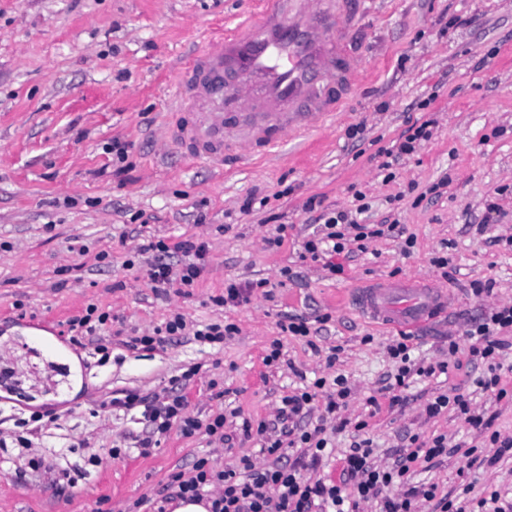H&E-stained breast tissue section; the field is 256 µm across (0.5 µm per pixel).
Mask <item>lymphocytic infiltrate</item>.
Masks as SVG:
<instances>
[{
	"instance_id": "lymphocytic-infiltrate-1",
	"label": "lymphocytic infiltrate",
	"mask_w": 512,
	"mask_h": 512,
	"mask_svg": "<svg viewBox=\"0 0 512 512\" xmlns=\"http://www.w3.org/2000/svg\"><path fill=\"white\" fill-rule=\"evenodd\" d=\"M319 232L304 241V256L312 261H323L329 273H343L336 264V255L348 251L350 246L365 250L369 239L384 236L385 231L359 223L352 212L330 211L323 213ZM141 253L150 254L148 277L155 289L189 288L200 277L208 246L206 242L187 238L173 243L162 240L142 245ZM188 256V263L174 267L169 257L173 254ZM512 330V306L498 308L474 322L467 330L469 351L482 360L487 372L480 380L481 386L490 389L499 385L502 368L496 352L502 344L501 332ZM193 371L184 372L174 379L171 387L143 395L127 392L112 398L111 405L119 410H140L147 434L137 439L141 456H150L158 445L159 437L171 429H178L182 436L192 437L205 433L219 442H227L224 432L225 415L219 414L208 421L187 412L184 390L193 379ZM325 392L326 402L319 423L313 429L302 427L310 405L318 392ZM350 393L344 375L333 379L318 378L311 386L285 395L280 400L274 419L252 421L242 418L239 431L243 439H256L259 452L267 460L264 467H256L250 457H242L238 467L217 469L207 458L198 459L191 472L171 474L161 497L157 512H166V502L187 497L207 499L210 512H359L362 503L378 501L379 512H418L420 501L435 502L439 512H466L452 499L437 498L436 485L414 481L413 463L417 460L432 461L448 456L445 436L439 435L431 443L410 442L398 460L390 466H381L373 457L370 440L354 442L343 457V467L338 481L318 477L324 453L333 432L344 430L346 421L340 420L341 402ZM454 407L464 415L467 424L490 430V441L496 447L494 454L471 456V464H495L499 456L512 451V437H501L491 431L490 421L472 413L463 396H437L427 403L428 416L438 415L443 408ZM295 449L293 461H286L288 449Z\"/></svg>"
}]
</instances>
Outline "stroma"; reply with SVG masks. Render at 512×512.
<instances>
[{
    "label": "stroma",
    "instance_id": "1",
    "mask_svg": "<svg viewBox=\"0 0 512 512\" xmlns=\"http://www.w3.org/2000/svg\"><path fill=\"white\" fill-rule=\"evenodd\" d=\"M260 2L0 0V377L17 390L0 401V435L32 441L26 450L0 449V512H155L169 476L190 472L197 458L232 467L255 455L230 425L224 445L174 430L151 456L139 455L140 410L115 411L109 401L161 390L194 366L200 372L185 394L189 413L203 420L234 409L270 419L304 380L344 374L351 394L341 415L350 425L334 435L320 477H338L336 458L355 441L371 440L388 466L411 436L442 434L453 455L415 463L416 481L436 484L441 496L512 492L511 453L491 468L469 463L468 450L488 447L491 430L473 429L452 410L424 412L434 397L462 393L492 430L512 436V333L498 356L502 397L480 386L485 366L463 337L482 314L512 304V0H359L350 42L367 74L332 124L280 155L243 156L231 170L188 159L164 137L181 94L177 71ZM430 118L431 139L382 170L409 121ZM116 141L127 146L121 173ZM251 196L266 205L243 211ZM312 196L340 210L367 204L364 223L395 222L400 232L369 240L366 252L344 259L342 275L328 276L299 259L316 229L304 209ZM188 237L208 243L205 270L188 293L155 290L140 245ZM441 251L450 259L444 270L430 263ZM101 252L106 260L96 261ZM419 275L447 290L448 313L413 330L416 363L447 360L452 336L460 351L447 373L415 375L393 391L386 346L398 329L337 305L336 296ZM489 279L491 294L475 297L474 283ZM249 281L248 302L215 304L225 284ZM91 304L110 315L109 362L84 366L79 347L55 342L70 374L43 387L44 360L28 343L68 334L69 320ZM175 312L191 326L232 322L239 331L220 349L190 334L152 351L127 348ZM324 313L330 321L309 342L277 326L284 314ZM277 339L281 358L265 364ZM44 407L57 420L29 434L26 419ZM116 445L122 453L113 459L106 451ZM36 455L64 476L32 470Z\"/></svg>",
    "mask_w": 512,
    "mask_h": 512
}]
</instances>
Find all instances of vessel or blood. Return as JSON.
Returning a JSON list of instances; mask_svg holds the SVG:
<instances>
[{
	"instance_id": "b4317fda",
	"label": "vessel or blood",
	"mask_w": 512,
	"mask_h": 512,
	"mask_svg": "<svg viewBox=\"0 0 512 512\" xmlns=\"http://www.w3.org/2000/svg\"><path fill=\"white\" fill-rule=\"evenodd\" d=\"M345 0H263L182 65L183 93L168 137L187 158L235 165L244 152L278 154L332 119L361 66ZM348 301L388 326L415 329L448 310L422 277L354 289Z\"/></svg>"
}]
</instances>
